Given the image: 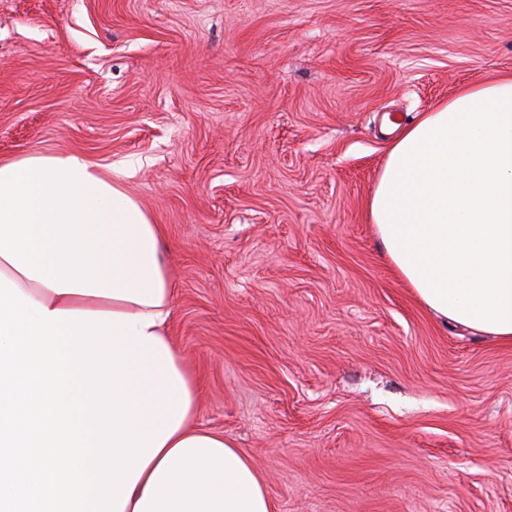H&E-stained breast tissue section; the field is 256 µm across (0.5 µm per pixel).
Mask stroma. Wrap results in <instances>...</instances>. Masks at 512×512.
Here are the masks:
<instances>
[{
  "label": "stroma",
  "mask_w": 512,
  "mask_h": 512,
  "mask_svg": "<svg viewBox=\"0 0 512 512\" xmlns=\"http://www.w3.org/2000/svg\"><path fill=\"white\" fill-rule=\"evenodd\" d=\"M512 74V0H0V158L125 170L198 424L276 512H512V344L443 323L368 199L393 135Z\"/></svg>",
  "instance_id": "obj_1"
}]
</instances>
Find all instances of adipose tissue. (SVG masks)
<instances>
[{
    "label": "adipose tissue",
    "mask_w": 512,
    "mask_h": 512,
    "mask_svg": "<svg viewBox=\"0 0 512 512\" xmlns=\"http://www.w3.org/2000/svg\"><path fill=\"white\" fill-rule=\"evenodd\" d=\"M384 253L443 321L512 343V77L460 90L391 143L368 200ZM164 231L81 154L0 160V273L48 310L128 317L140 393L188 398L182 421L124 512H273L262 475L235 445L195 425L198 384L169 331Z\"/></svg>",
    "instance_id": "ef3b65f1"
}]
</instances>
